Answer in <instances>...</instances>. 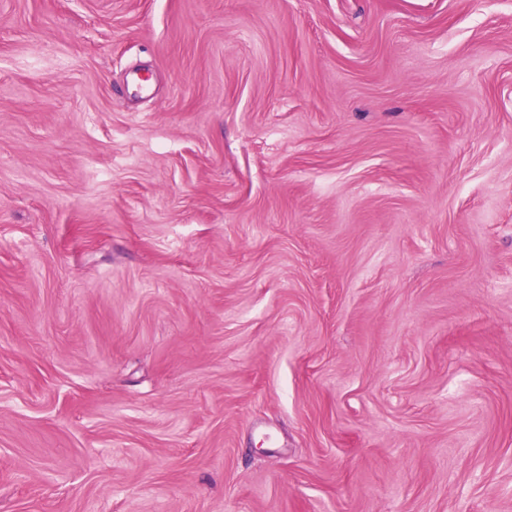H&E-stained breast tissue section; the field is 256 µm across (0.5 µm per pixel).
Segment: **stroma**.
<instances>
[{"label":"stroma","instance_id":"stroma-1","mask_svg":"<svg viewBox=\"0 0 512 512\" xmlns=\"http://www.w3.org/2000/svg\"><path fill=\"white\" fill-rule=\"evenodd\" d=\"M0 512H512V0H0Z\"/></svg>","mask_w":512,"mask_h":512}]
</instances>
